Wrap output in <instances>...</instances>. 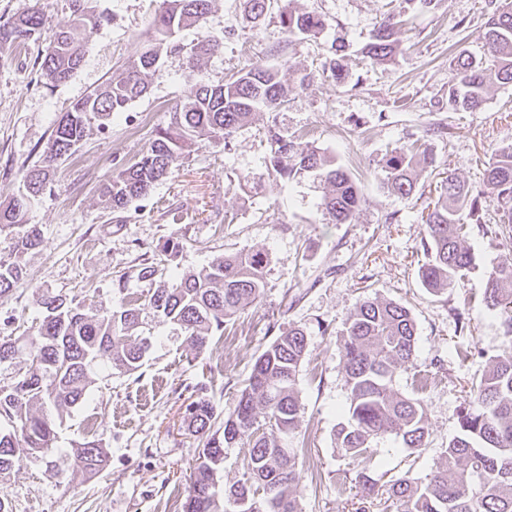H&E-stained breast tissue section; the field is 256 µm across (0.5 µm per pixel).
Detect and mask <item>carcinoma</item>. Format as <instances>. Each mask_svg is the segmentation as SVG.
Returning <instances> with one entry per match:
<instances>
[{
	"label": "carcinoma",
	"mask_w": 512,
	"mask_h": 512,
	"mask_svg": "<svg viewBox=\"0 0 512 512\" xmlns=\"http://www.w3.org/2000/svg\"><path fill=\"white\" fill-rule=\"evenodd\" d=\"M211 0H161L151 22L150 46L130 60L125 71L105 87L89 92L57 122L42 160L28 168L23 186L7 204H0V232L12 235L9 258L0 256V302L9 299L23 277L19 255L39 247L36 227H25L24 216L49 184L54 164L71 155L95 124L108 127L112 116L125 112L147 90V77L161 57L184 55L196 66L222 47V39L201 37L185 46L177 40L186 27L197 25L208 13ZM271 0H244L252 22L264 17ZM69 15L57 22L53 40L39 52L35 64L52 83L67 81L84 61L89 40L107 18L96 12L92 0H68ZM484 58L461 54L454 58L448 79V109L476 112L488 89L512 85V0H485ZM280 23L290 37L315 35L327 27L311 11L285 5ZM46 18L39 12L0 24V48L21 46L36 39ZM402 21L387 13L364 47L366 57L382 63L399 46L395 38ZM288 86L279 71L253 64L238 77L222 84L200 81L193 85L172 112L167 127L142 158L103 184L100 196L106 208L122 213L144 198L171 173L185 148L197 140L224 139L246 125L262 109L280 107ZM268 166L283 178L312 172L324 185L320 207L333 224H350L362 204L351 176L334 160L315 148L289 137L275 126L267 127ZM434 160L415 143L393 151L381 169L388 192L412 195L419 176ZM485 185L497 201L498 221L511 231L512 140L499 145L485 169ZM465 183L448 175L431 210L422 217V246L426 256L419 276L426 290L436 296L453 286L461 271L472 263L463 245V211L476 224L483 221L481 198ZM266 254L261 250L215 257L195 272L170 274L171 282L158 286L148 303L154 316L180 326L197 351L209 346L224 323L256 303L265 288ZM98 312L48 289L39 303L44 316L36 334L29 337L31 364L12 387L0 388V477L23 463L20 449L29 458L47 459L56 452L58 428L70 409L87 402L96 377L107 370L133 374L143 365V348L150 328L140 309L118 289ZM487 310L502 320L505 344L491 367L471 383L469 407L458 416V433L442 453V461L424 480L409 473L387 481L391 506L396 512H512V256L487 276L481 293ZM348 391L345 421L334 431L336 447L353 461L354 481L366 494L375 492L373 474L380 462L371 451L373 442L393 435L405 448L423 447L428 434L427 414L417 399L400 396L392 381L397 370L413 364L416 324L403 305L380 298H365L347 319L341 336ZM307 337L300 327L276 336L255 359L251 374L232 411L223 416L206 398L203 388L186 408V431L203 448L190 466V482L182 512H255L264 510L267 490L274 491L275 512H302L297 449L280 441L301 426L298 375L306 354ZM39 410H33V407ZM247 446L243 468L247 478L229 491L217 490V472L224 463V448ZM107 452L99 441L76 445L75 465L84 473L100 472Z\"/></svg>",
	"instance_id": "1"
}]
</instances>
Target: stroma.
I'll list each match as a JSON object with an SVG mask.
<instances>
[{"label": "stroma", "instance_id": "1", "mask_svg": "<svg viewBox=\"0 0 512 512\" xmlns=\"http://www.w3.org/2000/svg\"><path fill=\"white\" fill-rule=\"evenodd\" d=\"M160 0H94L108 16L92 35L82 66L64 83L40 77L34 61L68 12L67 0H0V22L36 8L48 17L39 42L0 49V203L18 194L24 171L38 162L56 121L90 91L118 78L149 44V24ZM328 21L311 36L288 39L273 0L265 18L248 22L244 0H212L200 26L178 35L188 44L221 37L220 52L189 69L183 56L162 57L147 92L105 130L91 131L75 153L60 160L44 194L27 212L42 244L24 254L23 280L0 302V339L34 335L42 319L37 297L53 292L98 308L115 288L136 299L151 317L155 282L142 280L143 259L160 258L165 240L179 242L168 263L196 271L218 255L262 250L268 256L260 300L242 310L196 351L176 326L158 324L160 336L142 368L100 381L85 405L65 416L58 430L60 478L42 461L25 462L0 478V498L13 512H181L187 471L199 452L184 433L190 390L206 386L217 410L233 409L255 358L291 326L307 334L298 376L302 426L286 444L304 448L303 512H384L387 494L365 495L357 484L339 487L349 460L334 443L344 419L347 387L340 336L364 298L407 306L417 326L414 363L398 370L393 388L424 404L429 433L412 453L392 438L375 442L384 469L422 478L436 468L457 433L458 415L473 378L504 346L501 320L483 306L484 281L512 241L493 224L468 225L465 245L473 263L453 288L434 296L418 269L425 260L421 213L440 193L447 174L483 187L485 164L497 143L512 138V85L489 88L476 112L448 109L452 59L482 55L484 0H437L423 10L406 0H298ZM400 15L399 52L373 64L361 53L383 13ZM346 73L336 82L330 62ZM279 67L287 102L257 112L230 144L201 141L177 162L172 175L115 219L99 188L137 162L172 107L199 81L214 84L251 63ZM277 125L300 137L358 182L363 205L353 223L333 224L320 208L322 190L308 174L283 179L267 171L264 132ZM420 141L434 164L407 198L390 194L378 173L391 151ZM108 452L102 471L73 468L71 450L86 439Z\"/></svg>", "mask_w": 512, "mask_h": 512}]
</instances>
